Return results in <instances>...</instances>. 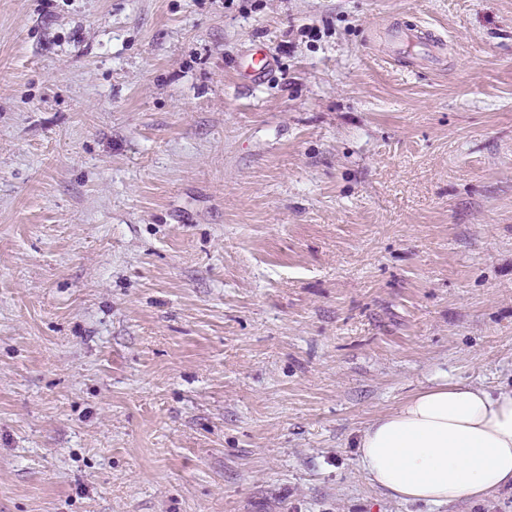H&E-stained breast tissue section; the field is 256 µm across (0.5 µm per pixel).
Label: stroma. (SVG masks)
Returning a JSON list of instances; mask_svg holds the SVG:
<instances>
[{
  "instance_id": "35a3bbf8",
  "label": "stroma",
  "mask_w": 512,
  "mask_h": 512,
  "mask_svg": "<svg viewBox=\"0 0 512 512\" xmlns=\"http://www.w3.org/2000/svg\"><path fill=\"white\" fill-rule=\"evenodd\" d=\"M446 375L512 383V0H0V512H512L357 466ZM248 61L245 65L243 76L251 84H258L264 78L270 66L267 53L263 49H256L248 56Z\"/></svg>"
}]
</instances>
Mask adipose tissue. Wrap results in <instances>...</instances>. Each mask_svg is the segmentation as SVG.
<instances>
[{
  "mask_svg": "<svg viewBox=\"0 0 512 512\" xmlns=\"http://www.w3.org/2000/svg\"><path fill=\"white\" fill-rule=\"evenodd\" d=\"M367 480L405 503L480 501L512 486V385L435 380L354 443Z\"/></svg>",
  "mask_w": 512,
  "mask_h": 512,
  "instance_id": "obj_1",
  "label": "adipose tissue"
}]
</instances>
